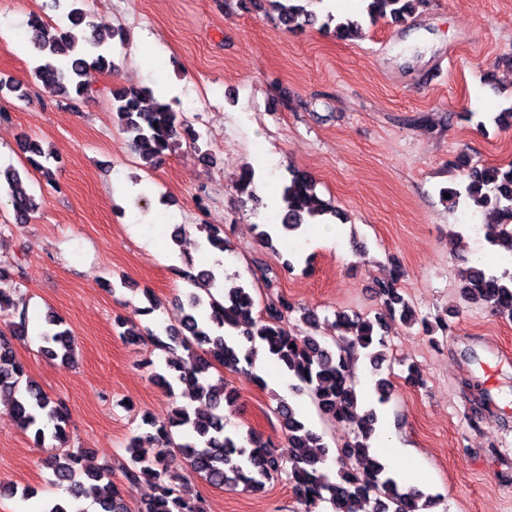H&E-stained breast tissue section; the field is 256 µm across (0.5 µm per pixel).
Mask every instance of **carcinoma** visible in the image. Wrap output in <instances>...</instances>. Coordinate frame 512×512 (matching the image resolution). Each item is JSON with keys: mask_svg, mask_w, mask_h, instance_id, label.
<instances>
[{"mask_svg": "<svg viewBox=\"0 0 512 512\" xmlns=\"http://www.w3.org/2000/svg\"><path fill=\"white\" fill-rule=\"evenodd\" d=\"M86 0H50L49 8L62 13L70 23L64 30L42 15L33 13L28 20V41L37 51L34 77L63 96L82 97L87 89L82 81L85 70L95 67L114 69V42L127 40L123 29L100 30L85 22ZM277 20L288 30L320 23L331 29L339 40L362 36L364 24L380 18L404 25L428 5V0H362L361 15L338 17L331 11L321 14L311 9L324 0H273ZM152 98L148 87H122L112 92V110L143 162L148 165L188 142L199 158L214 163V157L193 124L178 117L173 102L144 106ZM28 164L41 173L46 184H55L59 159L39 144L22 146ZM453 166L461 178L453 187L442 190V201L448 208L465 202L476 211L494 215V222L484 225L488 244L506 260H512V163L499 166L471 167L459 157ZM254 172L242 169L237 192L252 198ZM276 220L284 232H298L325 216L344 223L347 215L341 209L319 199L315 181L307 173L294 169L283 183ZM41 197L26 178L14 168L0 169V203L10 207L15 222L27 224L40 208ZM209 247L219 252L231 250L224 226L201 224ZM194 291L188 295L180 326L165 330L166 337L150 329H141L133 321L120 318L119 337L135 344L143 336L151 337L155 349L172 354L166 362L174 374L154 373L156 383L172 389L177 382L189 398L205 406L190 411L175 408L172 421L158 424L146 417L144 424L155 433L135 436L130 440L128 460L121 466L123 481H112L111 466L91 469L79 450L65 447L70 414L65 403L50 397L27 376L14 352V341L27 335L22 295L15 287H0V309L19 312V321L8 330H0V394L10 396L7 406L18 427L31 432L34 443L45 442V430L52 427V437L60 443L49 458L58 485L68 484L74 498L93 499L100 512H129L127 499L141 479H149L153 495L141 503L137 512H206L204 500L190 496L182 487L181 465L216 487L259 490L267 482L284 475L300 502L308 505L319 501L329 504L330 512H430L439 497L431 492L403 487L388 471L371 440L376 431L374 409L358 413L362 399L354 382L350 358L360 349L376 367L385 355L382 331L387 320L396 318L412 326L419 322L427 333L448 332V320L436 316L418 318L414 308L401 293L400 281L405 276L398 262L392 263L390 277L377 282V294L384 312L374 318L361 314L335 313L333 327L338 335H318L317 320L305 312L301 330L290 322L295 306L283 296L269 293L258 304L249 288L242 283H227L212 270L182 272ZM463 300L479 305L501 317L512 319V272H497L482 266L468 269L460 286ZM47 329L42 333L44 352L52 359L70 361L74 357V336L54 314L46 315ZM183 354L177 355L176 350ZM275 359L297 379L307 391L322 416L336 426L355 425L352 433L336 446L339 468L332 476L326 470L329 449L323 436L304 421L298 411L283 397L277 398L275 414L287 440L288 452L275 443L262 442L255 434L241 438L226 432L224 408H233L239 395L220 378L210 376V369L221 366L236 371L253 365L259 350ZM188 427L189 439L175 442L172 429Z\"/></svg>", "mask_w": 512, "mask_h": 512, "instance_id": "obj_1", "label": "carcinoma"}]
</instances>
